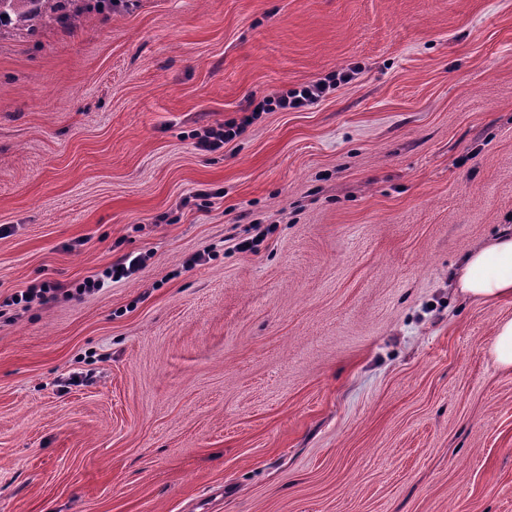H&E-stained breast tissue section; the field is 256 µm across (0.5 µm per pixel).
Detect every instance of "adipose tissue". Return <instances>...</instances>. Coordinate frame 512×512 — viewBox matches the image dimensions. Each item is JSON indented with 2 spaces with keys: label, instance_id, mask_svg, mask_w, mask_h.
<instances>
[{
  "label": "adipose tissue",
  "instance_id": "ef3b65f1",
  "mask_svg": "<svg viewBox=\"0 0 512 512\" xmlns=\"http://www.w3.org/2000/svg\"><path fill=\"white\" fill-rule=\"evenodd\" d=\"M456 286L478 302L512 299V227L466 254Z\"/></svg>",
  "mask_w": 512,
  "mask_h": 512
}]
</instances>
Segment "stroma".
<instances>
[{
	"label": "stroma",
	"mask_w": 512,
	"mask_h": 512,
	"mask_svg": "<svg viewBox=\"0 0 512 512\" xmlns=\"http://www.w3.org/2000/svg\"><path fill=\"white\" fill-rule=\"evenodd\" d=\"M506 224L512 0H133L0 38V512H512V301L452 279ZM43 284L72 293L17 302ZM356 67L333 71L324 78L310 81L298 88L286 90L274 95H265L259 100L254 96L250 99V115L244 116L240 122H224L216 128H208L199 137L196 147L201 151L215 152L239 136L247 125L256 120L263 112L293 111L307 108L329 92L335 90L341 83H348L357 72ZM491 354L499 369L512 370V318L497 324Z\"/></svg>",
	"instance_id": "obj_1"
}]
</instances>
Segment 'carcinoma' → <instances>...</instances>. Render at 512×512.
I'll use <instances>...</instances> for the list:
<instances>
[{
    "label": "carcinoma",
    "instance_id": "obj_1",
    "mask_svg": "<svg viewBox=\"0 0 512 512\" xmlns=\"http://www.w3.org/2000/svg\"><path fill=\"white\" fill-rule=\"evenodd\" d=\"M103 0H0V32H35L56 19L76 28L101 12Z\"/></svg>",
    "mask_w": 512,
    "mask_h": 512
}]
</instances>
